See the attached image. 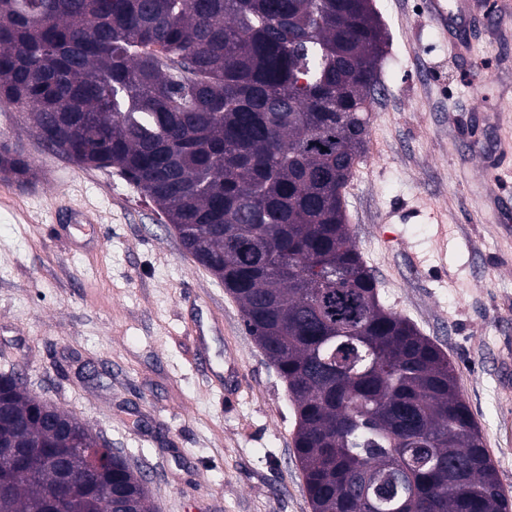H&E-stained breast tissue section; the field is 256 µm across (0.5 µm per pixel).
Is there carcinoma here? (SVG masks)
Wrapping results in <instances>:
<instances>
[{
  "label": "carcinoma",
  "instance_id": "carcinoma-1",
  "mask_svg": "<svg viewBox=\"0 0 512 512\" xmlns=\"http://www.w3.org/2000/svg\"><path fill=\"white\" fill-rule=\"evenodd\" d=\"M368 0H0V103L69 159L116 167L238 302L297 417L312 512H509L448 357L379 301L343 189L379 94ZM30 164L0 140V179ZM0 444L44 448L0 512H46L54 451L85 464L72 414L3 380ZM399 465L369 510L353 491ZM152 512L122 463L60 512Z\"/></svg>",
  "mask_w": 512,
  "mask_h": 512
}]
</instances>
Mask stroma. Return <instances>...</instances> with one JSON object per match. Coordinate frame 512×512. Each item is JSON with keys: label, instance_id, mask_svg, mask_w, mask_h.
Returning <instances> with one entry per match:
<instances>
[{"label": "stroma", "instance_id": "obj_1", "mask_svg": "<svg viewBox=\"0 0 512 512\" xmlns=\"http://www.w3.org/2000/svg\"><path fill=\"white\" fill-rule=\"evenodd\" d=\"M387 35L384 91L344 189L353 240L382 305L410 319L455 367L512 501V155L483 187L475 128L512 147V17L468 30L448 57L427 0H373ZM0 139L34 178L0 180V370L76 415L141 469L157 512H312L294 456L286 385L223 284L196 264L154 203L117 169L47 150L20 109ZM94 209L101 239L54 235L62 211ZM223 316L199 364L186 293Z\"/></svg>", "mask_w": 512, "mask_h": 512}]
</instances>
